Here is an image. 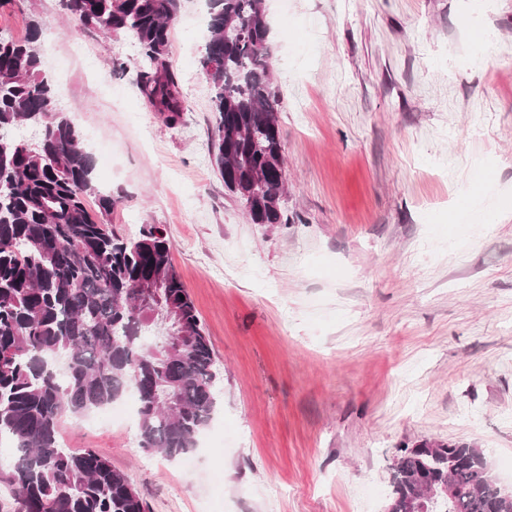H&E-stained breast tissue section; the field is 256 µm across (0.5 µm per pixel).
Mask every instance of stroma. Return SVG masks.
<instances>
[{
  "mask_svg": "<svg viewBox=\"0 0 512 512\" xmlns=\"http://www.w3.org/2000/svg\"><path fill=\"white\" fill-rule=\"evenodd\" d=\"M287 224H253L211 161L199 59L207 0H180L166 126L117 62L132 37L13 0L0 34L42 29L58 104L111 192L113 231L167 229L209 338L218 411L192 452L139 445L137 402L64 417L69 448L123 471L150 512H386L400 448H482L512 487V0H266ZM494 35L485 58L486 35ZM462 213L467 221L449 223Z\"/></svg>",
  "mask_w": 512,
  "mask_h": 512,
  "instance_id": "35a3bbf8",
  "label": "stroma"
}]
</instances>
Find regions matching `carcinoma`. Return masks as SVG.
Returning a JSON list of instances; mask_svg holds the SVG:
<instances>
[{"instance_id": "carcinoma-1", "label": "carcinoma", "mask_w": 512, "mask_h": 512, "mask_svg": "<svg viewBox=\"0 0 512 512\" xmlns=\"http://www.w3.org/2000/svg\"><path fill=\"white\" fill-rule=\"evenodd\" d=\"M75 27L132 36L143 65L119 66L170 126L184 106L166 61L179 0H62ZM199 60L211 91V150L225 188L249 203L253 224H286L265 0H214ZM42 30L0 34V468L14 512H148L127 475L91 448L59 439L68 414L133 390L140 447L170 460L197 447L217 408L214 355L173 266L162 224L120 238L115 201L95 185V163L45 76ZM37 131V142L18 135ZM98 196V211L86 198ZM153 331L159 343H147ZM448 478L461 494L434 512H512L482 451L464 443L404 447L392 475L393 512L418 496L416 474Z\"/></svg>"}]
</instances>
